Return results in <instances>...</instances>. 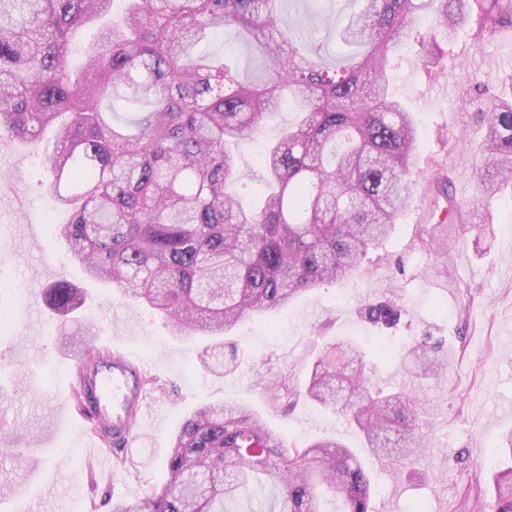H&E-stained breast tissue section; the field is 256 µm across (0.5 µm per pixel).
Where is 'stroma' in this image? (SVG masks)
Returning a JSON list of instances; mask_svg holds the SVG:
<instances>
[{
    "mask_svg": "<svg viewBox=\"0 0 512 512\" xmlns=\"http://www.w3.org/2000/svg\"><path fill=\"white\" fill-rule=\"evenodd\" d=\"M357 7L358 0H284L282 26L302 24L333 42ZM433 31L435 56L425 62L399 49L395 72L398 95L419 119L410 166L417 198L345 287L325 285L279 313L244 318L230 337L243 362L221 377L200 366L204 341L171 336L160 316L88 279L71 259L54 230L68 215L46 191L53 132L39 144L0 139V430L14 450L0 458V512H108L104 497L139 501L164 481L183 418L209 404H244L289 443L335 438L361 448V435L339 415L304 402L282 415L260 383L264 376L304 377L325 336L358 341L366 372L384 391L408 392L433 435L414 470L367 458L380 512H407L416 500L427 512H490L493 468L484 458H502L501 438L512 430V196L483 210L485 230L449 234L441 220L449 202L465 208L479 192L477 105L481 93L512 75V28L481 45L463 29L452 42L445 26ZM294 118L283 111L240 145L245 193L262 191L263 144ZM62 279L87 293L66 319L42 297ZM394 294L406 309L400 342L426 333L446 339L448 362L437 378L412 377L385 358L376 330L360 318L364 301ZM94 337L151 381L123 469L101 468L112 452L95 442L71 398L76 358Z\"/></svg>",
    "mask_w": 512,
    "mask_h": 512,
    "instance_id": "35a3bbf8",
    "label": "stroma"
}]
</instances>
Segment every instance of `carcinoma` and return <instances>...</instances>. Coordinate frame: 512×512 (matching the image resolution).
<instances>
[{"label":"carcinoma","instance_id":"1","mask_svg":"<svg viewBox=\"0 0 512 512\" xmlns=\"http://www.w3.org/2000/svg\"><path fill=\"white\" fill-rule=\"evenodd\" d=\"M0 0V132L35 142L58 129L47 188L70 219L55 234L90 277L166 320L173 336L214 343L201 356L223 366L220 338L246 316L271 314L297 296L354 276L411 206L410 160L417 124L390 90L408 44L421 58L435 49L418 27L433 10L448 43L468 23L474 42L512 27V0H362L342 33L362 49L340 69L324 67L328 44L291 40L279 27L281 0ZM234 26L256 53L252 80L234 61L202 49ZM77 27L95 29L86 62L68 65ZM294 102L298 121L262 158L266 193L254 208L227 191L238 181L233 148ZM117 104L134 110L120 123ZM512 185V98L486 113L480 196L489 207ZM66 317L80 289L59 281L46 291ZM360 318L392 330L405 314L389 297L363 303ZM441 342L424 335L400 353L409 371L435 376ZM355 341H326L303 387L281 375L270 396L283 415L297 401L331 409L363 433L372 455L409 467L429 442L414 400L384 396L351 364ZM166 481L135 504L110 512H229L271 487L262 512H378L371 478L355 452L335 441L291 446L242 404L199 408L181 423ZM491 512H512V466L493 474Z\"/></svg>","mask_w":512,"mask_h":512}]
</instances>
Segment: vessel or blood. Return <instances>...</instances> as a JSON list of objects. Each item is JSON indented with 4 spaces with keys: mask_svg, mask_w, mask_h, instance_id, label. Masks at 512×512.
Instances as JSON below:
<instances>
[{
    "mask_svg": "<svg viewBox=\"0 0 512 512\" xmlns=\"http://www.w3.org/2000/svg\"><path fill=\"white\" fill-rule=\"evenodd\" d=\"M136 376L135 366L119 354L90 376L95 401L88 411L97 427L109 431L118 444L130 442L135 436L142 402V394L134 384Z\"/></svg>",
    "mask_w": 512,
    "mask_h": 512,
    "instance_id": "b4317fda",
    "label": "vessel or blood"
}]
</instances>
